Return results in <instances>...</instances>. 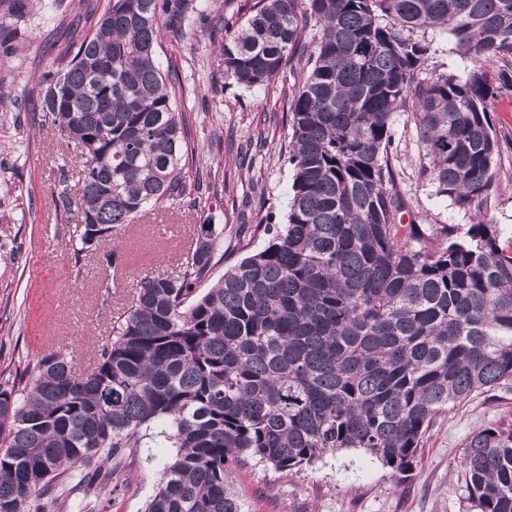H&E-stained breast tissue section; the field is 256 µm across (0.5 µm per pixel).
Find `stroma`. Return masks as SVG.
<instances>
[{"label":"stroma","mask_w":512,"mask_h":512,"mask_svg":"<svg viewBox=\"0 0 512 512\" xmlns=\"http://www.w3.org/2000/svg\"><path fill=\"white\" fill-rule=\"evenodd\" d=\"M34 0L27 28L0 58V366L35 359L45 350L67 348L76 368H87L136 297L142 278L170 272L189 255L192 227L222 226L232 235L240 224L262 219L251 240L259 249L267 229L285 223L292 169L283 152L288 141L284 88L304 74L288 69L270 84L245 90L217 71L219 49L237 33L256 0H213L208 21L194 35L163 34L158 50L163 66L174 70L190 95L180 110L191 120L186 159L187 191L195 209L176 203L151 220L125 224L102 243L116 251L115 266L93 258L73 259L74 223L56 207L61 170H68L71 196L83 186V163L76 147L63 144L50 119L33 111L43 81L72 58L75 31H89L93 19H78L79 0ZM431 46L422 78L466 74L452 36L430 30ZM222 93H214V86ZM491 122L500 137L498 176L485 218L512 231V90L500 89L489 102ZM261 136L253 162L242 161L240 146ZM398 189L408 207L404 222L468 224L471 215L440 197L419 175L418 142L410 111L396 119L391 147ZM225 179L228 189L213 193L208 176ZM109 291H102V284ZM512 422V390L473 397L437 416L427 431L416 465L404 479L393 477L365 451L342 449L291 472L280 473L248 459L231 464L234 495L244 512H475L465 488L464 445L474 433L499 421ZM171 447L160 445L151 459H139L115 491L88 493L96 512H144L160 480Z\"/></svg>","instance_id":"stroma-1"}]
</instances>
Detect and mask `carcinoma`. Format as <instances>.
<instances>
[{
  "label": "carcinoma",
  "instance_id": "obj_1",
  "mask_svg": "<svg viewBox=\"0 0 512 512\" xmlns=\"http://www.w3.org/2000/svg\"><path fill=\"white\" fill-rule=\"evenodd\" d=\"M0 40L28 0H0ZM208 0H112L32 110L85 159L75 258L124 224L186 197L185 115L161 68ZM320 27L313 50L308 21ZM445 29L467 74L416 81ZM313 61L292 97L287 222L259 251L224 261V232L200 225L191 259L140 280L94 367L58 348L0 370V512H86L156 439L176 449L145 512H243L227 484L248 457L278 472L358 448L404 477L434 418L512 386V235L482 218L497 176L487 69L512 57V0H258L218 70L253 89L294 58ZM412 107L420 174L472 224L402 223L388 149ZM477 512H512V423L465 443Z\"/></svg>",
  "mask_w": 512,
  "mask_h": 512
}]
</instances>
